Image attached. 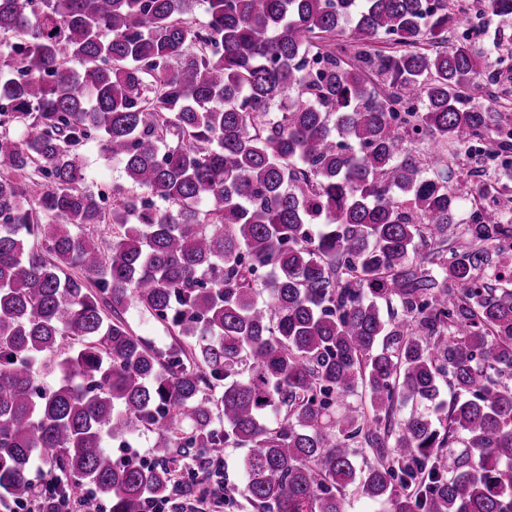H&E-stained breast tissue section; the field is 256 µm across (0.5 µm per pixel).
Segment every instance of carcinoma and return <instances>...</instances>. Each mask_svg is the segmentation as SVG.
<instances>
[{
    "label": "carcinoma",
    "instance_id": "carcinoma-1",
    "mask_svg": "<svg viewBox=\"0 0 512 512\" xmlns=\"http://www.w3.org/2000/svg\"><path fill=\"white\" fill-rule=\"evenodd\" d=\"M468 24L445 0H0L4 504L45 459L85 512L176 508L231 447L259 512H345L352 485L512 512V209L461 221L448 165L512 140ZM89 141L144 195L106 210ZM145 430L152 465L112 459ZM125 317L138 334L151 339L157 345L163 346L171 342V332L156 323L136 304L133 303L129 306Z\"/></svg>",
    "mask_w": 512,
    "mask_h": 512
}]
</instances>
